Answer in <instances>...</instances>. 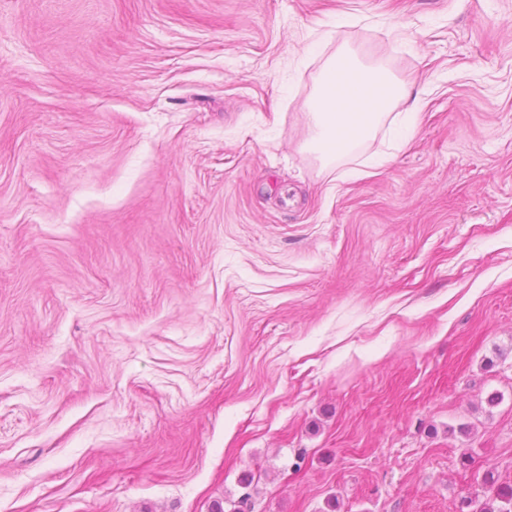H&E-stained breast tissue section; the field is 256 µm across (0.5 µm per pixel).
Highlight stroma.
<instances>
[{
    "instance_id": "stroma-1",
    "label": "stroma",
    "mask_w": 512,
    "mask_h": 512,
    "mask_svg": "<svg viewBox=\"0 0 512 512\" xmlns=\"http://www.w3.org/2000/svg\"><path fill=\"white\" fill-rule=\"evenodd\" d=\"M343 44L421 92L359 179L388 130L303 147ZM510 486L512 0H0V512Z\"/></svg>"
}]
</instances>
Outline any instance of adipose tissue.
Segmentation results:
<instances>
[{"instance_id":"1","label":"adipose tissue","mask_w":512,"mask_h":512,"mask_svg":"<svg viewBox=\"0 0 512 512\" xmlns=\"http://www.w3.org/2000/svg\"><path fill=\"white\" fill-rule=\"evenodd\" d=\"M420 115L412 84L342 49L324 63L310 98L312 137L306 147L329 165L354 154L389 121L392 146L399 149L412 138Z\"/></svg>"}]
</instances>
